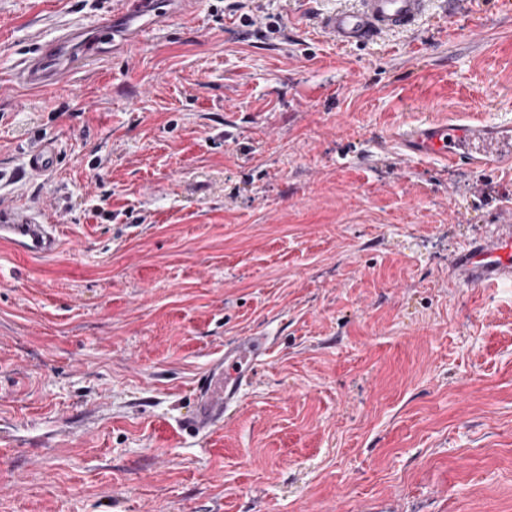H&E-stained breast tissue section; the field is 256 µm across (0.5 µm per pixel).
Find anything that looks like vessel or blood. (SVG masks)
Here are the masks:
<instances>
[{"instance_id": "obj_1", "label": "vessel or blood", "mask_w": 512, "mask_h": 512, "mask_svg": "<svg viewBox=\"0 0 512 512\" xmlns=\"http://www.w3.org/2000/svg\"><path fill=\"white\" fill-rule=\"evenodd\" d=\"M354 10L327 15L325 32L342 45H364L382 31L409 27L423 9L424 0H359ZM169 0H120L116 16L101 19L92 28L66 29L41 42L21 60L16 82L47 88L59 82L68 70L72 49L84 59H95L103 44L112 42L118 19H139L147 14L163 15ZM408 157H435L448 163L465 159L483 166L512 164V130L493 128L480 121L425 122L401 135ZM57 155L55 140L48 139L29 153L27 169L42 174L51 169ZM0 243L27 256L41 257L56 251L59 240L54 225L28 209L0 206ZM452 269L457 278L480 288L512 284V224L499 225L494 237L475 240L454 254ZM268 352L263 336H243L225 345L224 356L209 368L199 387L198 400L188 427L195 433L214 430L237 403L242 386L253 375Z\"/></svg>"}]
</instances>
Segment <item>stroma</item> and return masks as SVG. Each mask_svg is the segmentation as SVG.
Wrapping results in <instances>:
<instances>
[{
  "mask_svg": "<svg viewBox=\"0 0 512 512\" xmlns=\"http://www.w3.org/2000/svg\"><path fill=\"white\" fill-rule=\"evenodd\" d=\"M355 2L196 0L32 90L22 55L114 0H0V204L61 240L0 244V512H512V285L448 271L512 223V165L397 142L512 123V0L337 44ZM250 335L253 385L183 432ZM57 155L54 139H47L37 149L28 154L27 170L31 174H43L51 169ZM265 336H242L224 346V359L214 361L202 384L186 425L206 435L214 430L237 403L242 386L268 352Z\"/></svg>",
  "mask_w": 512,
  "mask_h": 512,
  "instance_id": "stroma-1",
  "label": "stroma"
}]
</instances>
